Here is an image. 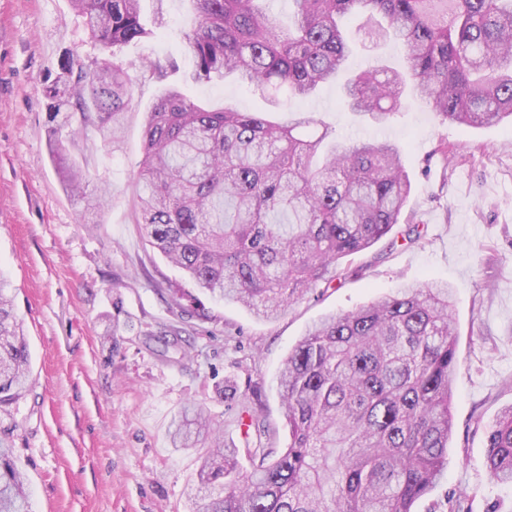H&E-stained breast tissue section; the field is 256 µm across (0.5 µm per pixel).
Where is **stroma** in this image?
Listing matches in <instances>:
<instances>
[{
    "mask_svg": "<svg viewBox=\"0 0 512 512\" xmlns=\"http://www.w3.org/2000/svg\"><path fill=\"white\" fill-rule=\"evenodd\" d=\"M142 7L162 13L164 26L121 52L136 78L123 143L113 152L96 137L73 150L88 171V192L112 186L109 204L85 216L49 152L46 90L62 62L96 51L70 0H0V271L14 288L31 361L29 389L0 413V427L12 431L32 512H188L184 491L197 457L169 439L184 404L203 406L225 441L240 447V417L220 394L232 390L257 408L271 445L285 447L277 377L308 326L427 280L455 291L453 432L446 479L412 512H512V485L487 471L485 436L512 403V124L444 123L409 100L379 126L343 111L336 84L305 102H273L232 76L198 83L182 39L187 0ZM148 56L173 63L175 74H141ZM403 63L400 45L366 40L349 71ZM169 83L212 108L262 112L281 124L303 110L341 139L397 144L411 181L399 222L423 225L422 238L392 232L352 256L363 275L313 289L270 321L207 297L182 311L167 290L186 278L148 244L133 207L145 113ZM168 334L178 347H164Z\"/></svg>",
    "mask_w": 512,
    "mask_h": 512,
    "instance_id": "35a3bbf8",
    "label": "stroma"
}]
</instances>
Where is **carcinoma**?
<instances>
[{
    "label": "carcinoma",
    "mask_w": 512,
    "mask_h": 512,
    "mask_svg": "<svg viewBox=\"0 0 512 512\" xmlns=\"http://www.w3.org/2000/svg\"><path fill=\"white\" fill-rule=\"evenodd\" d=\"M184 33L198 82L234 75L261 95L307 100L346 71L341 20L367 15L366 39L392 37L406 69L346 80L344 107L383 124L402 101H424L441 122H512V0H292L284 28L269 0H190ZM90 39L112 59H68L49 86L48 146L63 186L86 194L69 148L99 133L117 148L133 78L117 61L151 29L141 0H71ZM137 223L149 245L201 293L272 320L308 291L362 275L343 260L385 237L410 192L400 148L341 142L299 112L283 125L261 112L209 109L175 86L146 112ZM11 282L0 276V411L29 384L30 353ZM448 287L422 282L314 324L278 377L288 444L240 449L196 404L172 421L171 443L200 466L189 512H412L448 474L457 351ZM486 461L512 483V405L486 428ZM0 432V512H30V494Z\"/></svg>",
    "instance_id": "carcinoma-1"
}]
</instances>
